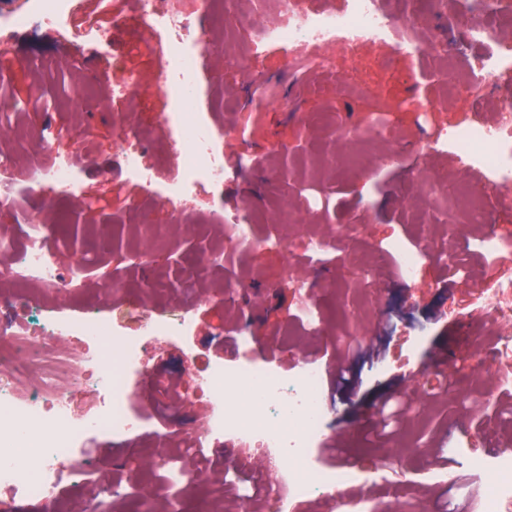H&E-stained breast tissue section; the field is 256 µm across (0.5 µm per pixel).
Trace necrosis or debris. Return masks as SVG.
<instances>
[{
	"mask_svg": "<svg viewBox=\"0 0 512 512\" xmlns=\"http://www.w3.org/2000/svg\"><path fill=\"white\" fill-rule=\"evenodd\" d=\"M456 4L459 14L476 19L470 40L487 48L485 55L470 62L465 79L450 87L452 96L469 100L479 96L496 73L512 71V47L507 46L502 29L489 22L490 16L511 13L512 0H456ZM69 11V0H28L26 8L7 22L15 28L61 22ZM136 12L157 34L156 42L140 44V51L160 56L172 77L169 93L177 109L166 113L164 122L191 150L181 158L176 173L168 176L162 165L145 162L142 147L132 139L122 148L124 165L148 193L185 205L200 190L224 182V163L213 151L211 132L191 111L199 57L209 45L207 34L173 0H136ZM258 37L291 49L311 47V54L296 61L297 67L309 71L329 66L327 48L352 47L362 41L393 44L408 58L429 50L452 62L461 51L452 40L425 48L409 18L395 23L384 0H345L339 10L309 11L297 9L295 0H280L275 21L260 26ZM443 137L467 168L489 176L502 201L512 200V115L455 126ZM11 168L8 162L0 165L1 208L15 207L23 193L66 190L75 184V162L68 155L32 166L22 185L13 181ZM478 243L489 262L503 271L486 292L488 305L512 310V238L484 235ZM0 252L12 257L6 270L11 279L56 291L66 288L62 251L47 247L41 227H34L21 248L1 238ZM146 328L148 337L125 336L111 321L97 316L66 321L49 315L17 329L9 302L0 303V329L11 336L9 348H0V489L14 499L55 502L63 475L81 469L79 454L88 440L138 428L140 420L132 415L129 403L137 375L148 367L150 349L184 335L192 324L184 314L175 319L152 316ZM47 337L55 341V349L44 346ZM63 370L70 373L71 384L93 389L96 403L89 412H75L71 385L58 382ZM20 376L33 380L22 397L14 394V381ZM323 380L322 368L310 361L288 377L271 364L245 358L216 367L195 382L196 390L213 401L201 439L233 435L245 446L258 448L262 459L290 462L289 494L274 496L272 512H292L297 501L332 491L343 495L347 512H360L359 501L347 493L364 483L363 473L344 463L324 466L315 453L324 430ZM466 465L481 478L475 496L483 512H505L512 506L511 455L470 456Z\"/></svg>",
	"mask_w": 512,
	"mask_h": 512,
	"instance_id": "4bbe7bcc",
	"label": "necrosis or debris"
}]
</instances>
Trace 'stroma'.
Listing matches in <instances>:
<instances>
[{"label": "stroma", "instance_id": "obj_1", "mask_svg": "<svg viewBox=\"0 0 512 512\" xmlns=\"http://www.w3.org/2000/svg\"><path fill=\"white\" fill-rule=\"evenodd\" d=\"M274 11L271 0L259 14L228 4L203 20L211 43L199 73L202 99L193 109L217 135L224 186L201 192L184 211L147 194L122 164L119 144L136 131L144 133L151 157L171 160L185 152L162 124L172 109L161 90L163 60L127 46L148 36L147 27L132 15L114 25L87 0H77L72 19L84 31L80 38L57 25L0 26V46L9 50L0 67L17 75L14 83L0 84L6 105L0 156L14 159L12 175L20 183L28 163L47 151L76 156L78 168L74 194L34 196L22 211L0 210V235L22 239L37 222L59 239L75 218L90 231L82 250L62 257L67 294L0 282V297L15 301L20 318L27 315L24 298L36 294L47 312L100 313L128 336L142 334L145 316L161 310L184 311L192 320L188 335L160 350L138 381L132 410L141 427L92 439L86 479H64L56 504L0 494V512H75L94 497L100 477L122 491L101 500L98 512H263L256 471L224 483L208 473L191 482L176 473L184 465L186 434L208 420L206 397L178 410L146 401L157 377H172L185 389L214 366L238 359L239 351L224 342L242 327L254 337L252 357L281 372L295 373L309 360L355 373L349 387L323 382L325 437L342 436L344 453L365 470L385 459L409 479L400 504L369 479L370 512H479L467 469L445 487L428 484L426 474L444 467L435 450L445 443L471 440L478 453L493 454L502 444L483 439L484 428L512 421L503 409L512 384L500 380L503 315L470 303L477 285L495 282L500 271L470 252L463 259L478 279L449 275L434 252L440 243L454 249L456 239L407 221L411 207L425 204L444 216L447 201L409 200L398 188L424 175L470 179L451 149L437 147V135L476 112L494 117L512 102V71L500 73L476 103L448 97L446 74L434 57L413 64L386 44L337 50L323 74L299 71L282 46L254 38L257 22ZM99 27L112 29L111 41L96 39ZM465 29L464 19L434 5L417 20L426 44ZM256 77L266 89L260 100L252 97ZM120 86L126 96H113ZM407 95L427 103V115L399 108ZM385 111L396 138L369 132L374 113ZM285 154L293 174L284 179ZM79 194L98 199V207L78 209ZM234 219L248 220L254 247H231L225 223ZM109 232L121 238L120 249L105 247ZM314 234L329 242L320 262L301 245ZM279 235L294 238L295 246L265 247ZM397 238L426 255L416 286L396 271L389 244ZM448 354L458 359V387L470 388L480 376L486 404L449 401L444 384L421 387L404 429L381 432L377 411L386 387L418 372L439 378L437 364Z\"/></svg>", "mask_w": 512, "mask_h": 512}]
</instances>
